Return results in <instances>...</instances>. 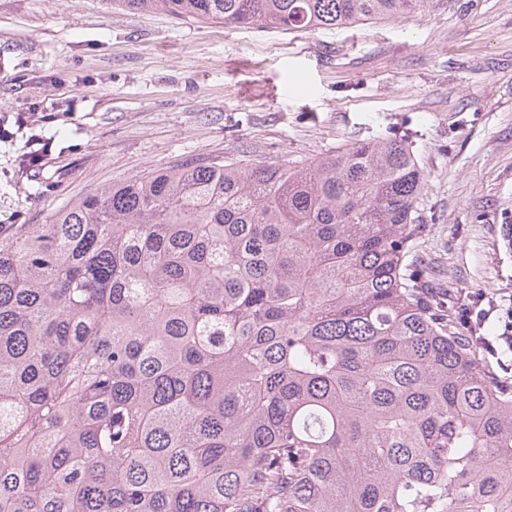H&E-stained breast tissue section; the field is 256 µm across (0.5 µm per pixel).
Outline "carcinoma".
Masks as SVG:
<instances>
[{"instance_id":"carcinoma-1","label":"carcinoma","mask_w":512,"mask_h":512,"mask_svg":"<svg viewBox=\"0 0 512 512\" xmlns=\"http://www.w3.org/2000/svg\"><path fill=\"white\" fill-rule=\"evenodd\" d=\"M283 33L430 0H107ZM405 134L198 159L0 233V512H512V378L404 265Z\"/></svg>"}]
</instances>
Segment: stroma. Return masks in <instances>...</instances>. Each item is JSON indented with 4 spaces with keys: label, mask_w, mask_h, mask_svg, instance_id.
Wrapping results in <instances>:
<instances>
[{
    "label": "stroma",
    "mask_w": 512,
    "mask_h": 512,
    "mask_svg": "<svg viewBox=\"0 0 512 512\" xmlns=\"http://www.w3.org/2000/svg\"><path fill=\"white\" fill-rule=\"evenodd\" d=\"M403 129L425 174L409 263L440 292L512 293V0L288 34L0 0V227L197 158L302 165ZM51 148L22 162L31 137Z\"/></svg>",
    "instance_id": "1"
}]
</instances>
